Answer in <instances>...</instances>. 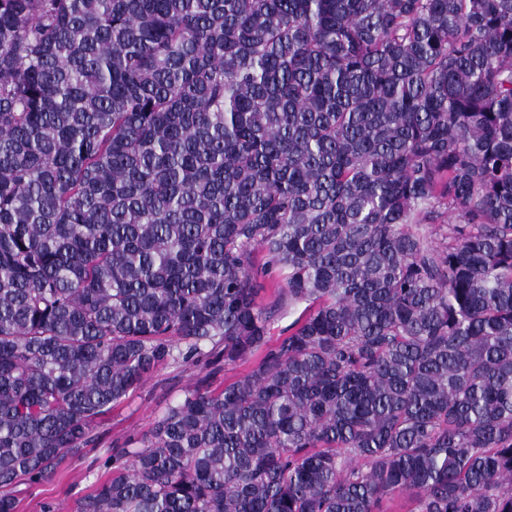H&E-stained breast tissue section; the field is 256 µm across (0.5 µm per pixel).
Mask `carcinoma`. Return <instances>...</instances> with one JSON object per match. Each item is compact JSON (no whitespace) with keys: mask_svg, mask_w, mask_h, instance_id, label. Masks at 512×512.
Here are the masks:
<instances>
[{"mask_svg":"<svg viewBox=\"0 0 512 512\" xmlns=\"http://www.w3.org/2000/svg\"><path fill=\"white\" fill-rule=\"evenodd\" d=\"M258 352L77 512H512V0H0V512ZM197 373L195 369L175 365L159 368L122 404L112 409L97 428L98 448H133L132 443L150 430L155 417L183 397L185 387L195 381Z\"/></svg>","mask_w":512,"mask_h":512,"instance_id":"cac0c4a2","label":"carcinoma"}]
</instances>
